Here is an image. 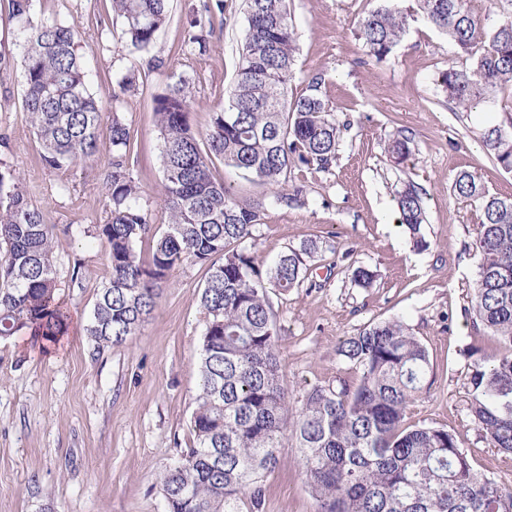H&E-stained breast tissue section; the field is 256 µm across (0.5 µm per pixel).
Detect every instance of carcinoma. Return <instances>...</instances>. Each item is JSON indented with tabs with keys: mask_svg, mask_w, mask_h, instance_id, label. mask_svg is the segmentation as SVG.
Segmentation results:
<instances>
[{
	"mask_svg": "<svg viewBox=\"0 0 512 512\" xmlns=\"http://www.w3.org/2000/svg\"><path fill=\"white\" fill-rule=\"evenodd\" d=\"M22 34L24 107L39 140L40 158L61 169L91 159L101 135L102 101L90 93L77 54V33L61 20L35 16L33 0H7ZM455 48L438 85L448 101L472 109L512 89V16L487 28L464 0H413ZM245 36L237 79L224 107L204 133L192 130L187 92L174 86L157 97L161 140L159 191L166 229L151 231L131 175L130 132L117 111L105 191L112 209L101 228L111 274L96 297L86 335L99 346L118 345L151 314L172 273L188 262L208 265L200 296L204 331L199 394L190 428L193 444L161 478L167 512H263L265 482L279 465V449H299L316 512H512V494L477 473L453 433L431 425L401 428L410 407L430 387L426 347L400 320L372 323L343 340L337 355L357 377L316 385L290 415V392L281 373L278 331L268 289L286 293L308 279L312 241L262 270L241 247L262 221V203L233 195L214 179L208 160L219 156L253 180L278 188L295 166L327 171L350 122L317 94L288 103L296 32L288 0H244ZM224 13V0L203 2L188 22L183 52L207 48L205 17ZM123 35L149 48L168 20V0H112ZM409 13L400 0H377L359 22L369 55L381 60L401 41ZM130 69L112 88L117 101L135 86ZM488 155L512 171V133L481 130ZM400 136L387 153L410 155ZM454 196L479 202L475 246L480 254L470 297L473 324L501 347L490 365L475 361L470 411L479 435L512 458V201L489 194L468 171L452 182ZM398 223L427 248L421 234L423 198L412 182L397 191ZM151 237L149 256L138 243ZM376 273L352 272L361 288ZM28 327L52 341L68 330L57 298L52 231L27 199L16 169L0 160V337Z\"/></svg>",
	"mask_w": 512,
	"mask_h": 512,
	"instance_id": "obj_1",
	"label": "carcinoma"
}]
</instances>
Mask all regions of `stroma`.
I'll list each match as a JSON object with an SVG mask.
<instances>
[{
	"instance_id": "1",
	"label": "stroma",
	"mask_w": 512,
	"mask_h": 512,
	"mask_svg": "<svg viewBox=\"0 0 512 512\" xmlns=\"http://www.w3.org/2000/svg\"><path fill=\"white\" fill-rule=\"evenodd\" d=\"M374 5L289 0L297 40L288 96L318 91L350 122L330 170L292 172L290 186L306 189L303 203L281 201L218 158L212 174L235 195L263 202V220L245 242L260 263L271 265L310 240L320 246L313 287L270 296L292 407L313 386L355 378L336 354L342 340L375 322L404 321L429 352L431 380L404 427L449 430L475 470L512 493V465L481 441L469 412L474 357H493L499 346L474 328L467 311L480 263L477 204L449 191L466 170L491 194L512 200V172L494 164L479 140L483 126L512 118V92L470 112L448 102L437 79L455 50L419 15L386 58L368 55L357 28ZM199 7L200 0H171L170 20L154 45L138 50L122 38L110 0H33L36 17L78 30L89 89L105 107L103 125L114 113L113 85L128 68L138 69L117 113L130 131L140 203L159 231L167 214L158 198L163 172L154 99L185 85L190 123L205 132L236 77L245 34L242 0H225L223 14L211 18L206 53L182 55L187 20ZM19 41L0 0V52L11 61L0 70V138L8 140L0 158L20 171L29 202L53 230L58 294L70 327L55 344H42L27 328L0 338V512H166L162 475L191 440L203 334L199 296L208 268L177 269L125 343L100 348L88 339L84 327L110 276L99 230L111 208L103 181L112 144L101 136L92 160L63 169L40 162L42 148L24 109ZM400 133L411 140V156L397 164L385 148ZM408 181L424 191L429 246L423 251L397 222L396 192ZM358 266L376 271L372 287L354 284ZM316 509L297 449H281L279 467L266 480L263 512Z\"/></svg>"
}]
</instances>
